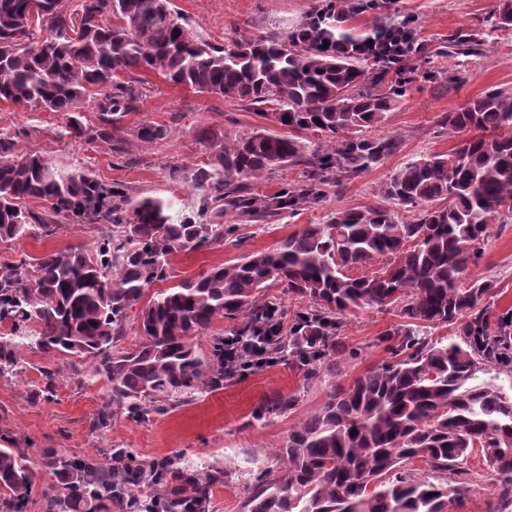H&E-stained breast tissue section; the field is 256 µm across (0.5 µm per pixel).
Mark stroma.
<instances>
[{"mask_svg": "<svg viewBox=\"0 0 512 512\" xmlns=\"http://www.w3.org/2000/svg\"><path fill=\"white\" fill-rule=\"evenodd\" d=\"M318 0H173L175 9L187 19L191 31L210 43L221 45L239 34H282L302 23ZM499 0H392L375 10L380 23L414 19L417 38L430 64L421 66L416 80L384 124L369 129V136L394 139L397 148L367 172L341 180L318 206L258 228L239 224L232 239L198 250L178 253L172 260L173 276L191 278L252 251L267 250L305 224L325 223L331 212L344 208L382 205L380 190L406 161L455 146L441 119L464 108L468 102L493 88H512V29L493 31L489 17ZM471 31L484 44L473 56H445L450 35ZM150 92L140 113L128 116L133 127L143 119L168 126L170 135L144 148L131 143L129 153L136 165L113 157L102 142L87 144L63 138L62 117L54 112L20 109L0 103V129L32 128L21 140V153H36L51 162L62 175L87 173L110 184L125 185L130 195L155 196L172 204L174 213L197 210L202 199L191 182H170L169 167L193 172L207 155L197 139L201 126L246 131L260 125V117L240 104L151 77ZM95 234L88 225L65 223L50 237H21L0 242V263L19 258L34 260L44 253L77 246L92 247ZM493 280L494 309H512V223L493 224L478 265L469 267L464 282ZM340 340L358 348L357 360L323 369L319 377L305 379L294 365L279 362L246 373L224 389L203 392L196 399L163 416L136 423L118 416L108 430L92 423L108 403L103 382L76 376L66 357L47 359L41 353L22 352L24 368L17 375L0 379V443L12 448H53L60 453L97 455L102 448H132L147 461L177 456L182 462L207 472L224 469L226 478L213 492L209 512H242L250 478L274 461L275 447L289 429L317 407L328 391L348 381L387 356L383 335L397 324L393 312L357 309L342 318ZM56 375L55 393L44 398L34 393L42 382L43 369ZM298 394V406L284 415L270 417L261 427L252 423L253 411L278 394ZM476 473L474 491L450 502L445 512H488L495 476L481 457L467 461Z\"/></svg>", "mask_w": 512, "mask_h": 512, "instance_id": "1", "label": "stroma"}]
</instances>
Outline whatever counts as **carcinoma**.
I'll use <instances>...</instances> for the list:
<instances>
[{
  "label": "carcinoma",
  "mask_w": 512,
  "mask_h": 512,
  "mask_svg": "<svg viewBox=\"0 0 512 512\" xmlns=\"http://www.w3.org/2000/svg\"><path fill=\"white\" fill-rule=\"evenodd\" d=\"M377 0H321L286 36L248 35L216 47L192 34L172 0H0V101L66 116L62 134L101 141L119 158L129 138L142 146L169 129L149 121L128 131V115L146 97L145 73L240 102L267 121L248 132L201 128L207 162L191 177L172 166L169 180L190 179L202 208L179 219L161 198H132L123 185L78 173L56 175L37 154L22 155L18 128L0 134V241L50 236L60 218L96 228L94 245L0 263V377L21 370L20 352L72 357L75 375L102 381L109 404L94 428L125 416L143 422L198 394L224 388L220 319L244 320L238 337L268 336L267 362L286 361L310 379L323 366L358 355L337 341L346 311L393 309L402 323L385 333L386 359L338 384L279 445L277 468L252 484L243 512H443L449 494L473 490L465 465L479 453L497 476L491 512L512 506V393L480 374L512 368V312L491 316L495 285H461L488 241L489 226L512 221V90L494 89L444 116L460 142L443 154L403 164L381 189L415 213L411 221L386 206L332 213L305 224L265 251L249 252L150 299L171 278L170 256L233 234L238 220L283 219L326 197L336 173L364 172L395 150L366 130L385 122L406 96L421 52L412 21L351 26ZM512 27V0H500L492 29ZM394 34L411 53L394 67L362 47ZM479 35L458 32L448 47L472 55ZM381 66L376 89L368 69ZM96 95L98 124L79 119ZM286 166L301 176L272 194L254 185ZM45 202L34 212L24 203ZM378 264L360 277L353 268ZM271 288L306 306L281 332L284 313ZM140 306V340L125 344L127 315ZM453 328L432 340V326ZM209 336L199 351L194 338ZM299 397L278 394L253 415L295 409ZM357 431L351 435V431ZM53 483L44 512H208L224 472H200L172 459L145 464L130 448L97 457L53 448H0V512H26L38 460ZM424 461L430 471L412 467ZM456 477L448 485V475ZM152 486L146 501L134 491Z\"/></svg>",
  "instance_id": "carcinoma-1"
}]
</instances>
